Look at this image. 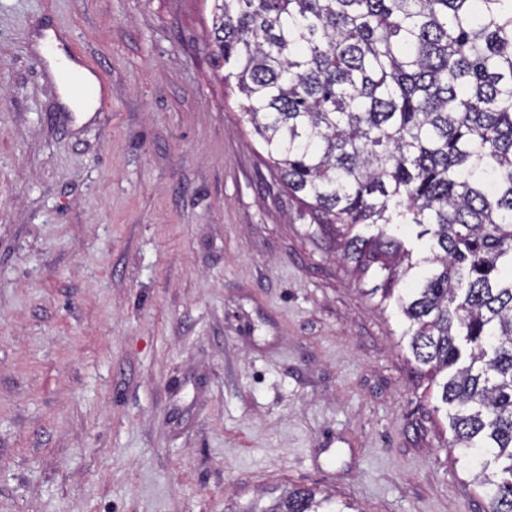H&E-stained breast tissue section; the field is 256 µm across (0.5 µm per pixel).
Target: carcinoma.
I'll return each instance as SVG.
<instances>
[{
    "label": "carcinoma",
    "mask_w": 512,
    "mask_h": 512,
    "mask_svg": "<svg viewBox=\"0 0 512 512\" xmlns=\"http://www.w3.org/2000/svg\"><path fill=\"white\" fill-rule=\"evenodd\" d=\"M209 51L395 305L486 512H512V0H212ZM230 512L358 510L292 487Z\"/></svg>",
    "instance_id": "obj_1"
}]
</instances>
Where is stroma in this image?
<instances>
[{
    "mask_svg": "<svg viewBox=\"0 0 512 512\" xmlns=\"http://www.w3.org/2000/svg\"><path fill=\"white\" fill-rule=\"evenodd\" d=\"M47 28L109 88L90 121ZM211 29V0H0V512L291 486L484 512L394 310L274 176Z\"/></svg>",
    "mask_w": 512,
    "mask_h": 512,
    "instance_id": "obj_1",
    "label": "stroma"
}]
</instances>
